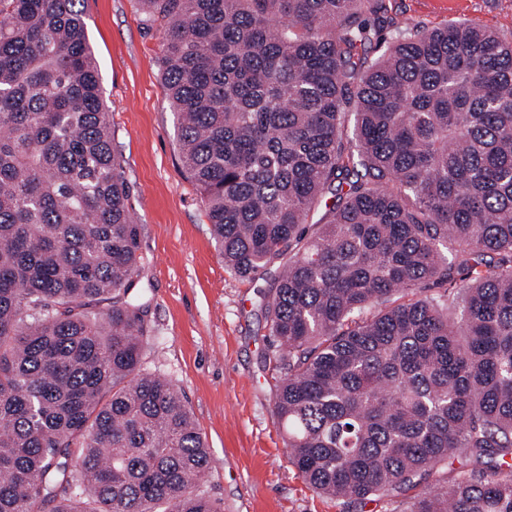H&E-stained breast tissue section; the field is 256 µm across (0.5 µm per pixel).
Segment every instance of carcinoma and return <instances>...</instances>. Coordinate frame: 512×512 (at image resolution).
Segmentation results:
<instances>
[{
	"label": "carcinoma",
	"mask_w": 512,
	"mask_h": 512,
	"mask_svg": "<svg viewBox=\"0 0 512 512\" xmlns=\"http://www.w3.org/2000/svg\"><path fill=\"white\" fill-rule=\"evenodd\" d=\"M138 2L224 267L275 266L288 460L358 501L461 457L406 512H512V39L384 0ZM82 3L0 0V512H220L142 368L143 226Z\"/></svg>",
	"instance_id": "carcinoma-1"
}]
</instances>
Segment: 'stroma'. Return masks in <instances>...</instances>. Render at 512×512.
I'll list each match as a JSON object with an SVG mask.
<instances>
[{
    "instance_id": "stroma-1",
    "label": "stroma",
    "mask_w": 512,
    "mask_h": 512,
    "mask_svg": "<svg viewBox=\"0 0 512 512\" xmlns=\"http://www.w3.org/2000/svg\"><path fill=\"white\" fill-rule=\"evenodd\" d=\"M425 30L471 21L512 34V0H386ZM114 144L142 224L153 328L145 365L189 403L210 452L202 488L221 512H404L414 489L350 502L314 491L289 462L274 416L277 343L255 283L227 270L183 166L162 79L161 41L137 0H84Z\"/></svg>"
}]
</instances>
